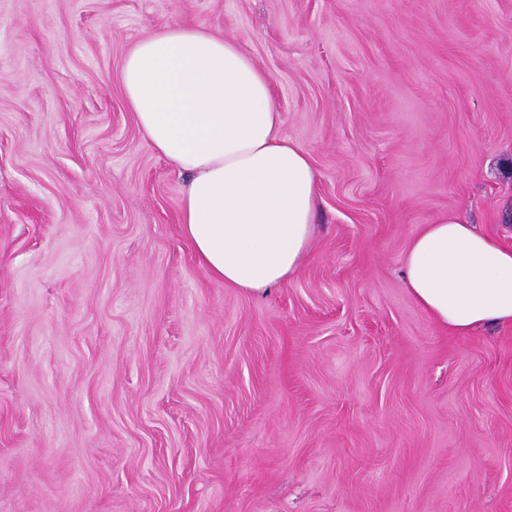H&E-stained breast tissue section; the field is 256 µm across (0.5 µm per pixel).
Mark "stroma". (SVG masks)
<instances>
[{"mask_svg": "<svg viewBox=\"0 0 512 512\" xmlns=\"http://www.w3.org/2000/svg\"><path fill=\"white\" fill-rule=\"evenodd\" d=\"M165 24L239 41L318 172L267 292L127 105ZM448 214L512 242V0H0V512H512V327L401 276Z\"/></svg>", "mask_w": 512, "mask_h": 512, "instance_id": "1", "label": "stroma"}]
</instances>
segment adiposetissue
<instances>
[{
	"label": "adipose tissue",
	"instance_id": "obj_1",
	"mask_svg": "<svg viewBox=\"0 0 512 512\" xmlns=\"http://www.w3.org/2000/svg\"><path fill=\"white\" fill-rule=\"evenodd\" d=\"M122 85L184 179L180 229L206 274L246 293L293 276L315 235L318 175L283 131L269 75L237 40L165 25L128 52ZM402 268L415 303L453 334L512 326V243L450 214L412 238Z\"/></svg>",
	"mask_w": 512,
	"mask_h": 512
}]
</instances>
